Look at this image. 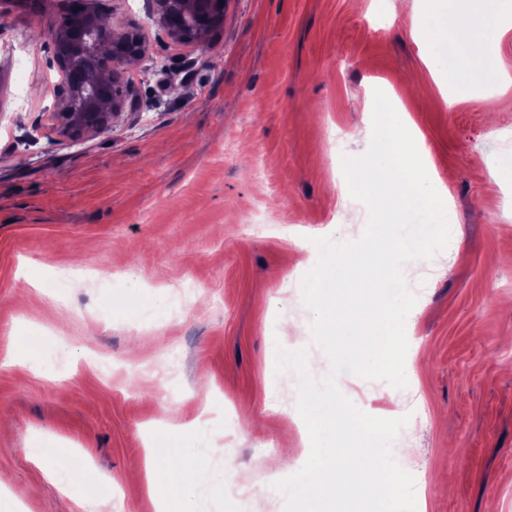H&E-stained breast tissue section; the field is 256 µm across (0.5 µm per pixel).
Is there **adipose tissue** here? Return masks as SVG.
<instances>
[{
    "label": "adipose tissue",
    "instance_id": "adipose-tissue-1",
    "mask_svg": "<svg viewBox=\"0 0 512 512\" xmlns=\"http://www.w3.org/2000/svg\"><path fill=\"white\" fill-rule=\"evenodd\" d=\"M400 11L408 12L423 38L434 49L448 51V79L456 95L468 94L497 64L498 38L493 0L475 7L473 0H448L444 7L424 15L418 4L396 0ZM149 494L164 491L171 495L176 512H198L196 470L192 456L172 445L151 456L145 463Z\"/></svg>",
    "mask_w": 512,
    "mask_h": 512
}]
</instances>
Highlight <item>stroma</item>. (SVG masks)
Segmentation results:
<instances>
[{"label":"stroma","instance_id":"35a3bbf8","mask_svg":"<svg viewBox=\"0 0 512 512\" xmlns=\"http://www.w3.org/2000/svg\"><path fill=\"white\" fill-rule=\"evenodd\" d=\"M143 42L126 105L76 142L54 116L49 32L67 0H0V512H79L29 457L66 448L95 512H156L133 467L157 432L193 451L201 512H284L275 482L311 443L276 347L311 324L312 237L357 240L368 210L336 189L341 154L368 149L374 89L395 92L453 205L447 248L402 275L414 365L386 382L344 373L359 409L410 419L392 444L424 512H512V31L499 83L444 105L440 61L391 0H227L224 25L173 38L151 0H94ZM61 266L114 278L111 296L48 284ZM195 287L186 315L152 308ZM18 365H8L10 357Z\"/></svg>","mask_w":512,"mask_h":512}]
</instances>
